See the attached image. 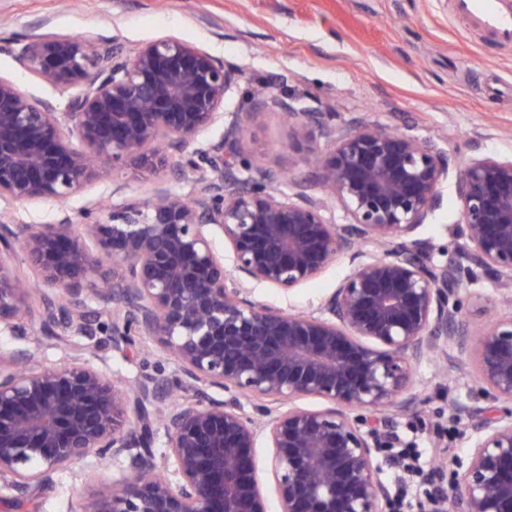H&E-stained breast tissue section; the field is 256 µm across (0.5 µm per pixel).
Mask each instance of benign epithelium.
Here are the masks:
<instances>
[{"mask_svg": "<svg viewBox=\"0 0 512 512\" xmlns=\"http://www.w3.org/2000/svg\"><path fill=\"white\" fill-rule=\"evenodd\" d=\"M19 57L45 82L80 92L59 112L0 76L1 202H64L108 159L163 172L177 155L197 190L185 201L159 188L82 224H17L0 210V332L25 321L49 336L91 337L94 304L116 310L112 353L153 341L178 369L171 383L110 376L86 358L97 343L54 366L0 351V484L13 492L0 503L27 500L94 458L127 476L101 484L83 512H268L253 456L263 440L280 512H391L378 464L389 440L383 411L413 410L403 396L413 367L439 358L450 373L473 366L470 395L488 405L456 404L467 433L468 453L455 461L462 485L432 512H512V314L476 334L462 313L473 298L465 285L482 278L512 306V157L460 163L433 139L258 100L324 144L312 150L323 193L299 184L287 197L241 177L242 126L224 122L239 72L210 53L159 39L122 57L85 33L31 36ZM219 123L220 137L186 154ZM451 176L453 234L466 251L436 261L420 229ZM20 253L35 280L18 272ZM344 255L351 272L314 311L251 298V284L287 295ZM301 396L327 406L292 404Z\"/></svg>", "mask_w": 512, "mask_h": 512, "instance_id": "1", "label": "benign epithelium"}]
</instances>
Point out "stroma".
<instances>
[{"mask_svg": "<svg viewBox=\"0 0 512 512\" xmlns=\"http://www.w3.org/2000/svg\"><path fill=\"white\" fill-rule=\"evenodd\" d=\"M94 31L124 53L172 37L199 47L237 68L241 77L224 101L225 113L244 123L242 157L252 162L249 175H270L285 195L300 182H312L311 139L296 134L274 108L256 110L255 97L288 98L297 107L330 112L336 122L365 119L447 144L460 158L472 144L500 157L512 156V43L484 35L455 16L452 0H0V40L30 34L79 35ZM0 76L27 94L64 109L70 90L43 83L12 53L0 51ZM187 195L185 180L105 164L99 176L64 203L12 205L16 222L50 224L60 213L81 219L99 206L143 202L158 187ZM458 220L453 187L423 234L438 252L454 251L459 241L451 228ZM342 257L294 293L258 284L260 303L292 312H309L350 271ZM477 299L465 302L473 331L504 314L495 285L476 283ZM27 349L46 364L66 361L70 341L25 327L16 336L0 335V350ZM93 362L127 378L153 375L175 380L174 361L156 344L137 347L130 357L100 351ZM469 373L450 379L437 365L414 368L409 389L417 403L413 414L390 413L397 447L411 444L425 456L462 457L467 453L462 427L450 407L467 402ZM379 462L387 481L402 477L406 512H426L429 496L449 487L454 470L431 481L422 473H403L386 451ZM92 484L78 471L58 472L28 512H79Z\"/></svg>", "mask_w": 512, "mask_h": 512, "instance_id": "obj_1", "label": "stroma"}]
</instances>
